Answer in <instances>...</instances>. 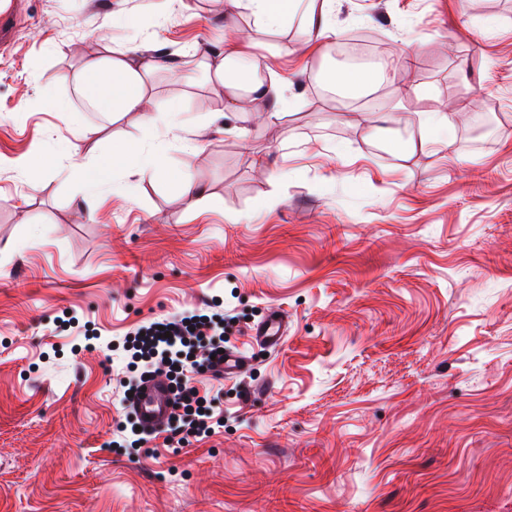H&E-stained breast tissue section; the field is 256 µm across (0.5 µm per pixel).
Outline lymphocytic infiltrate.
<instances>
[{
  "instance_id": "lymphocytic-infiltrate-1",
  "label": "lymphocytic infiltrate",
  "mask_w": 512,
  "mask_h": 512,
  "mask_svg": "<svg viewBox=\"0 0 512 512\" xmlns=\"http://www.w3.org/2000/svg\"><path fill=\"white\" fill-rule=\"evenodd\" d=\"M233 324L232 318L198 308L141 326L135 342L144 376H162L175 386L169 439L208 434L220 426L223 412L199 396L193 380L199 373L214 371Z\"/></svg>"
}]
</instances>
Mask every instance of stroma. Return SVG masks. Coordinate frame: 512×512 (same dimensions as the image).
<instances>
[{
  "instance_id": "1",
  "label": "stroma",
  "mask_w": 512,
  "mask_h": 512,
  "mask_svg": "<svg viewBox=\"0 0 512 512\" xmlns=\"http://www.w3.org/2000/svg\"><path fill=\"white\" fill-rule=\"evenodd\" d=\"M160 4L17 0L0 48V512H512V0H336L342 35L415 57L366 98L321 93L337 61L306 57L301 19L271 31L224 0ZM120 5L165 59L154 100H182V128L76 103L82 55L132 42L108 24ZM228 35L295 99L279 121L225 116L187 60ZM372 105L396 120L357 123ZM434 112L454 157L419 144ZM116 136L165 138L169 167L223 208L122 169L85 200L53 166L30 186L12 165L75 146L108 159ZM208 301L250 359L240 380L200 379L224 424L139 446L118 406L140 374L129 334ZM272 309L288 332L267 351L249 331Z\"/></svg>"
}]
</instances>
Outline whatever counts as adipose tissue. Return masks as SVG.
Here are the masks:
<instances>
[{
    "label": "adipose tissue",
    "instance_id": "ef3b65f1",
    "mask_svg": "<svg viewBox=\"0 0 512 512\" xmlns=\"http://www.w3.org/2000/svg\"><path fill=\"white\" fill-rule=\"evenodd\" d=\"M231 10L249 11L263 27L273 29L291 16H300L313 33L309 51L336 38L337 30L331 22L335 0H228ZM164 62L154 55L152 48L138 46L112 52L108 55L85 57L74 76L82 93L92 98L94 105L112 121L126 115L137 114L143 128L156 123L151 108V75L162 68ZM261 64L246 46L237 40L225 42L222 53L210 56L206 69L224 87V103L233 112L250 111L253 102L264 101L265 121H274L288 111L292 101L284 93L276 72L260 79L257 72ZM388 77V70L379 68H341L329 71L328 85L348 92L372 93ZM126 167L130 175L142 181H153L167 172L166 157L152 152L143 143L124 141L114 143L111 159H103L78 152L69 155V170L78 175L88 190L94 191L109 183L117 167Z\"/></svg>",
    "mask_w": 512,
    "mask_h": 512
}]
</instances>
